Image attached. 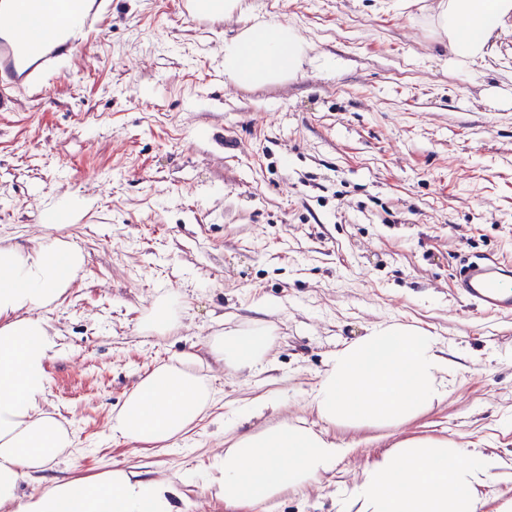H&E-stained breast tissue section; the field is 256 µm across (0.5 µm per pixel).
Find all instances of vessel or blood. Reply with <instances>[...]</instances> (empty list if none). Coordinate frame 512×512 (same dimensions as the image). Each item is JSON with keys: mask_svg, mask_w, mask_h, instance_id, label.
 <instances>
[{"mask_svg": "<svg viewBox=\"0 0 512 512\" xmlns=\"http://www.w3.org/2000/svg\"><path fill=\"white\" fill-rule=\"evenodd\" d=\"M71 13L69 23L57 24L54 16L43 17V40L26 47L16 37L23 14L18 0H0V106L17 92L40 86L59 71L71 52L98 33L110 8V0H64ZM467 301L493 313H512V266L493 260L467 262L455 281Z\"/></svg>", "mask_w": 512, "mask_h": 512, "instance_id": "b4317fda", "label": "vessel or blood"}]
</instances>
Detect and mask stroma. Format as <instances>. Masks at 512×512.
<instances>
[{
    "mask_svg": "<svg viewBox=\"0 0 512 512\" xmlns=\"http://www.w3.org/2000/svg\"><path fill=\"white\" fill-rule=\"evenodd\" d=\"M407 2L244 0L202 24L184 0H112L64 74L0 110V238L48 232L85 256L46 314L59 347L49 408L76 442L48 476L193 472L194 512H225L199 479L224 450L217 418L274 392L280 406L252 428L288 417L321 429L307 396L332 354L398 322L459 352L447 399L398 430L330 427L356 452L268 512H338V484L396 442L428 436L488 444L504 465L482 512L512 500V428L501 425L512 417V315L483 313L454 286L463 256L512 265V28L493 56L454 67L432 25L437 0ZM259 17L315 49L293 76L238 85L224 77V41ZM65 194L88 207L45 228L46 207ZM168 289L187 319L143 333L142 315ZM256 320L272 329V367L206 366L222 399L176 449L112 440L113 412L153 364Z\"/></svg>",
    "mask_w": 512,
    "mask_h": 512,
    "instance_id": "obj_1",
    "label": "stroma"
}]
</instances>
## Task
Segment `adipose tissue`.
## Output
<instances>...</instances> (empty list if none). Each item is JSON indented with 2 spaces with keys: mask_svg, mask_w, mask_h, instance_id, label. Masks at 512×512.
Listing matches in <instances>:
<instances>
[{
  "mask_svg": "<svg viewBox=\"0 0 512 512\" xmlns=\"http://www.w3.org/2000/svg\"><path fill=\"white\" fill-rule=\"evenodd\" d=\"M512 18V0H440L434 23L449 41L453 62L491 55L490 39ZM311 43L291 26L257 22L224 43V74L235 83L272 82L295 74ZM85 262L73 244L43 235L33 245L0 244V512H182L187 479L147 477L126 467L94 475L46 478L51 463L73 447L74 434L49 411L46 378L57 344L44 316L75 282ZM186 312L182 296L159 294L143 330L165 335ZM275 346L261 322L210 337L204 354L161 363L126 394L110 420L113 440L166 448L216 404L217 392L195 369L201 358L242 375L265 368ZM454 369L430 332L400 323L377 324L336 350L307 404L323 430L293 420L240 432L275 396L254 399L226 420L232 441L217 455L210 484L232 512H254L284 492H297L331 474L346 451L331 425L400 428L448 396ZM501 462L482 448L443 438H409L384 452L342 492V512H479L480 490ZM41 491L20 495L24 482Z\"/></svg>",
  "mask_w": 512,
  "mask_h": 512,
  "instance_id": "1",
  "label": "adipose tissue"
}]
</instances>
